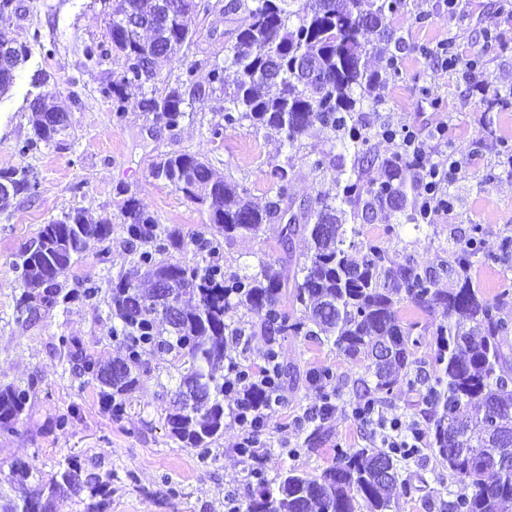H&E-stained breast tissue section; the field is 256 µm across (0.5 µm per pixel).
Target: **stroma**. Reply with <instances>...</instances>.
<instances>
[{"label": "stroma", "instance_id": "35a3bbf8", "mask_svg": "<svg viewBox=\"0 0 512 512\" xmlns=\"http://www.w3.org/2000/svg\"><path fill=\"white\" fill-rule=\"evenodd\" d=\"M502 2L459 0L451 11L444 0H410L405 10L385 21L411 46L403 54L401 75L383 90L382 104L365 103L360 113L367 125L383 118L421 136L443 125V135L426 149L421 165L445 164L449 151H456L461 170L452 185L453 211L427 235L404 226L394 247L435 267L447 259L453 243L469 237L472 225H481L482 253L471 277L488 298L512 291V265L495 261L504 239L512 237V164L492 143L496 136L512 142V105L488 108L499 90L512 87V12L502 10ZM111 11L110 0H24L22 12L0 15V33L30 47L14 85L0 96V171L26 167L38 184L36 193L19 195L0 211V387L29 391L16 432L0 436V491L16 500L35 495L65 458L75 456L109 482L108 512H248L257 480L250 478L251 469L271 482L291 469L317 476L335 463L337 449L379 447V436L351 412L352 402L375 385L364 367L330 344L303 336L281 339V356L291 374L275 414L258 434L261 447L255 458L238 453L244 432L228 418L211 458L203 461L172 438L165 424L183 362L167 354L147 356L140 387L126 395L123 415L112 417L99 402L97 382L78 375L73 361L54 349L57 337L65 335L81 340L86 354L100 363L122 357V347L109 334L113 319L107 301L44 308L35 319H18L15 307L22 290L10 264L36 241L42 225L79 210L93 224L111 217L114 231L109 240H87L80 258L61 277L62 288L93 281L105 289L112 280L133 275L130 246L120 229L122 205L129 197L159 224L191 235L207 223L209 209L153 176L154 163L167 155L202 157L259 203L276 197L278 186L270 172L284 161L292 163L290 194L298 204L334 189L348 170L313 167L316 153L330 149L325 133L292 153L275 134L225 126L223 97L210 90L208 73L223 63L230 31L246 18L242 11L227 15L217 7L199 12L194 41L182 47L180 62L160 63L161 78L171 83L184 67L194 66L202 92L189 117L177 126L166 125L141 111L142 92L136 88L127 90L125 112L116 115L105 87L122 70L124 58L108 47ZM487 32L497 35L498 42L476 78L464 79L462 68L436 63L440 44L448 40L461 58L483 54ZM92 42L108 48L97 63L83 54ZM40 73L49 76L56 102L67 112L68 128L22 157L16 146L34 136L28 106L40 91L33 81ZM431 97L439 109L429 107ZM281 230V223L273 222L257 234L236 236L221 244L214 259L228 272H255L282 253L297 257L309 252L308 235L286 242ZM326 367L333 372L328 386L309 382L310 371ZM327 398L333 403L329 414L319 424L306 422V415ZM377 406L385 416L413 420L424 428L433 418L419 391L403 383ZM64 415L70 421L58 427L56 420ZM18 461L29 465V477L14 473ZM397 468L401 482L393 512H443L456 489L447 460L427 451L399 457Z\"/></svg>", "mask_w": 512, "mask_h": 512}]
</instances>
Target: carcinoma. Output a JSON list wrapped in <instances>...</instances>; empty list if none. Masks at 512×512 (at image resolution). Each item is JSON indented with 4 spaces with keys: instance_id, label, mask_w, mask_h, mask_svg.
<instances>
[{
    "instance_id": "cac0c4a2",
    "label": "carcinoma",
    "mask_w": 512,
    "mask_h": 512,
    "mask_svg": "<svg viewBox=\"0 0 512 512\" xmlns=\"http://www.w3.org/2000/svg\"><path fill=\"white\" fill-rule=\"evenodd\" d=\"M175 10L167 0H115L109 35L112 47L125 58L123 70L112 75L106 92L112 95L116 112L124 111L126 89L157 84L155 63L175 58L178 48L193 42L196 30L189 17L210 4L177 0ZM409 0H228L224 13H247L245 26L231 32L224 65L210 72L211 90L224 94V125L248 122L259 131L269 129L281 136L291 150L315 131H323L336 143L339 153L322 152L313 161L318 170L341 164L353 157L347 177L336 183V193L323 194L292 211L290 161L276 166L271 175L278 184L277 199L264 206L253 203L244 189L226 179L202 158L181 153L162 158L153 175L191 201L209 204V223L185 237L176 229L158 224L141 210L135 199L124 201L123 231L132 247L136 264L143 269L150 287L124 278L108 289L112 317L110 336L125 348V357L101 365L84 352L80 341L57 337L55 348L75 362L78 374L100 386V402L113 415L124 411V397L141 384L145 356L174 353L190 361L181 376L166 424L172 437L207 460L210 445L224 429V390L230 375L238 376L241 401L256 410L254 423L270 418L279 402V390L288 376L280 361L278 337H325L345 358L364 365L375 379L374 391L389 395L400 381V372L415 365L414 333L419 322L400 315L401 305L434 315L430 327L436 346L429 365L434 382L423 370L414 369L407 384L425 387L424 399L434 409L432 427L426 431L429 450L448 461V473L457 490L445 512H512V358L499 340L512 325L500 317V299H489L474 288L470 270L481 253L482 228L475 224L471 235L453 252L454 265L444 261L428 269L411 257H398L383 237L365 235L357 222L369 224L378 214L394 213L395 222L385 228L387 237L400 236L405 224L418 231L432 227L430 209L453 206L451 185L458 168L454 152L448 151V167H432L420 176L419 159L429 143L405 137V133L381 123L374 128L362 124L356 112L367 97L381 102L378 91L400 74L396 51L405 49L399 38L383 35L387 55L385 78L369 70L371 53L366 32L378 29L387 16L407 8ZM148 21V40L141 31L123 26V16ZM12 49V63H0V95L10 90L19 62L29 46L0 37V46ZM151 55L144 67L138 61ZM234 70L232 86L225 84V71ZM191 67L173 85L153 88L140 102L169 126L178 125L201 88L193 80ZM34 82L45 87L29 104L35 138L17 145L23 157L67 129V113L49 104L55 91L47 88V77ZM375 136L392 145L380 159L384 178L367 181L360 162L371 153ZM0 210L20 194H33L23 167L0 171ZM275 220L286 221L282 230L288 241L298 233L309 235L313 246L303 260L280 256L261 264L259 272L226 273L207 259L218 246L206 234L232 238L257 233ZM112 219L96 224L80 211L43 225L40 247L28 248L12 261L16 281L23 287L17 302L20 319H29L45 307L52 309L75 301L100 299L102 288L95 282L63 292L59 278L83 251L89 238L107 240ZM196 246L201 259L192 263L161 260V256ZM455 276V287L437 288L439 278ZM171 279L175 319L164 315L156 303V284ZM290 295L300 305L301 316L290 317L280 308ZM233 309H242L256 319L269 336L262 357L271 389L244 384L249 367L226 359L231 336L241 341L245 330L227 323ZM28 401V392L13 386L0 388V432L15 431ZM395 449L338 448L336 463L318 476L290 470L274 488L258 481L249 512H391L392 490L399 473ZM391 475L380 477L378 461ZM90 488L97 498L91 512H107L109 483L83 468L76 457L62 463L48 486L44 500L15 503L4 500L0 512H48L53 497L63 488Z\"/></svg>"
}]
</instances>
